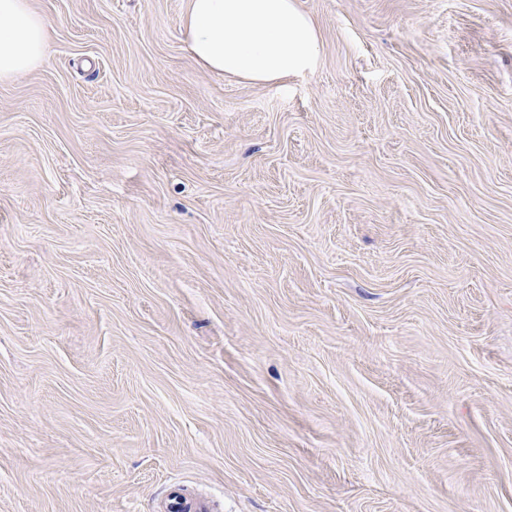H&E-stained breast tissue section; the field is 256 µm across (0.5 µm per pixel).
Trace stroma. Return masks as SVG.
Listing matches in <instances>:
<instances>
[{
	"label": "stroma",
	"instance_id": "obj_1",
	"mask_svg": "<svg viewBox=\"0 0 512 512\" xmlns=\"http://www.w3.org/2000/svg\"><path fill=\"white\" fill-rule=\"evenodd\" d=\"M30 0L0 81V512H512V0ZM49 41V24L29 0H0V80L42 64ZM182 25L190 52L219 76L279 83L319 55L315 26L295 0H190ZM184 486L180 482H172L168 490V512H207L206 504L199 499L184 494Z\"/></svg>",
	"mask_w": 512,
	"mask_h": 512
}]
</instances>
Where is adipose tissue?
<instances>
[{"instance_id":"obj_1","label":"adipose tissue","mask_w":512,"mask_h":512,"mask_svg":"<svg viewBox=\"0 0 512 512\" xmlns=\"http://www.w3.org/2000/svg\"><path fill=\"white\" fill-rule=\"evenodd\" d=\"M183 29L204 67L253 83L300 75L319 55L315 26L295 0H190ZM49 41V25L29 0H0V80L42 64Z\"/></svg>"}]
</instances>
